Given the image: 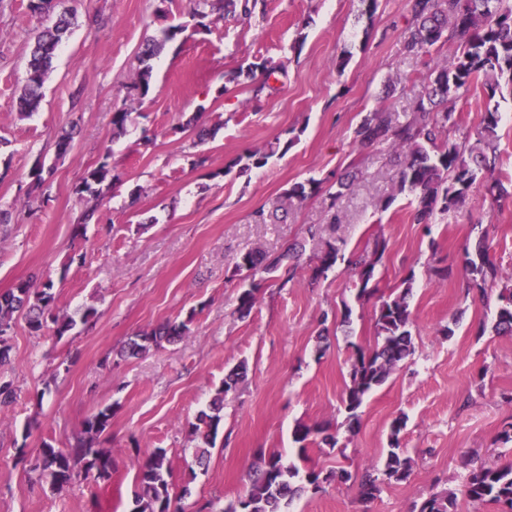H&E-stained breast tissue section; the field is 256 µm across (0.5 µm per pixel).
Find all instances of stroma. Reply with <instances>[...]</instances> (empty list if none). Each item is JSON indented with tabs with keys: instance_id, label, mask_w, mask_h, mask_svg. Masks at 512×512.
Segmentation results:
<instances>
[{
	"instance_id": "obj_1",
	"label": "stroma",
	"mask_w": 512,
	"mask_h": 512,
	"mask_svg": "<svg viewBox=\"0 0 512 512\" xmlns=\"http://www.w3.org/2000/svg\"><path fill=\"white\" fill-rule=\"evenodd\" d=\"M26 4L0 0V209L11 213L0 225V292L50 279L59 309L95 315L60 339L16 322L10 357L0 364V382L18 390L0 417V512H130L135 440L167 450L174 488L186 493L179 505L198 512L206 501L243 494L260 453L295 460L300 424H321L337 441L309 446V466L350 478L304 495L291 512H409L432 490L461 494L472 464L512 463V442L499 439L512 422V405L502 400L512 392V336L491 329L497 290L480 300L462 272L464 246L485 231L499 273L512 275V201H494L478 185L447 222L424 229L409 219V196L394 192L398 174L387 153L354 142L361 117L376 106L404 116L426 94L430 69L454 52L447 45L404 53L410 0H379L370 22L360 0H267L252 26L214 13L200 32L187 26L193 0H61L77 21L38 112L22 119L16 102L39 26ZM179 23L187 29L154 59L148 95L128 97L143 41ZM262 61L285 64V76L268 81L258 70L226 83V73ZM391 80L400 86L390 96ZM123 108L132 120L116 139L112 114ZM194 115L210 131L199 144L181 128ZM72 124V146L57 154V137ZM147 130L155 136L149 146ZM274 140L288 150L240 174L237 159ZM105 144L115 181L99 198L78 196L75 184ZM40 160L51 172L37 187L32 170ZM349 170L357 180L335 212L318 194L294 203L286 223L252 221L292 184ZM384 199L391 202L385 210ZM82 222L86 234L74 238ZM313 225L340 247L335 268L312 285L310 262L301 259L293 284L267 282L251 313L240 316L239 255L279 254ZM378 235L389 242L376 269L380 294L414 280L415 352L365 399L352 428L342 404L349 356L353 346H373L377 303L357 300L349 260ZM189 315L191 332L181 342L116 357L130 338ZM447 327L453 336H443ZM240 364L247 375L224 399L208 468L193 471L189 424ZM106 404L115 407L106 436L116 461L111 480H78L57 492L17 464L18 446L65 443ZM398 418L410 474L362 502L360 477L382 471Z\"/></svg>"
}]
</instances>
